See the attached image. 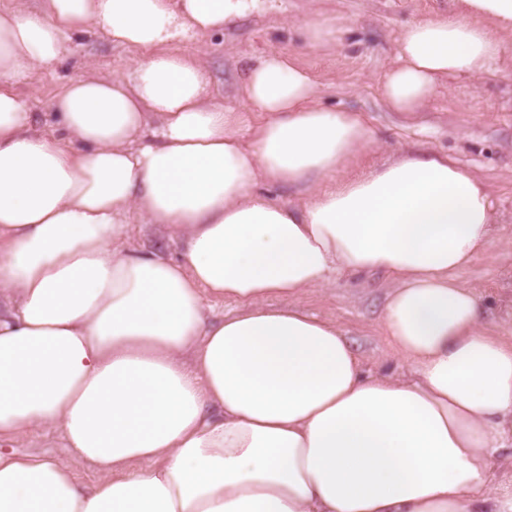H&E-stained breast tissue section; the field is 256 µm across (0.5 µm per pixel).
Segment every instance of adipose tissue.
I'll use <instances>...</instances> for the list:
<instances>
[{
  "label": "adipose tissue",
  "instance_id": "adipose-tissue-1",
  "mask_svg": "<svg viewBox=\"0 0 512 512\" xmlns=\"http://www.w3.org/2000/svg\"><path fill=\"white\" fill-rule=\"evenodd\" d=\"M266 0H15L0 11V439L59 433L63 458L0 453V512H512L489 482L512 443V342L456 275L495 244L486 182L427 150L357 172L375 144L271 52L216 102L179 44ZM95 25L146 49L93 66L31 129L11 82ZM512 0H455L409 24L381 96L416 112L505 52ZM317 184L301 205L283 184ZM185 242L131 249L132 215ZM384 275L381 324L409 378L365 376L335 323L297 300ZM213 299L237 312L208 321ZM94 467L80 484L74 467Z\"/></svg>",
  "mask_w": 512,
  "mask_h": 512
}]
</instances>
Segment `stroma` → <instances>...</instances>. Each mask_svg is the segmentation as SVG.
<instances>
[{"instance_id": "obj_1", "label": "stroma", "mask_w": 512, "mask_h": 512, "mask_svg": "<svg viewBox=\"0 0 512 512\" xmlns=\"http://www.w3.org/2000/svg\"><path fill=\"white\" fill-rule=\"evenodd\" d=\"M449 5L450 0H274L266 13L182 44L181 49L209 71L213 96L240 112H249L236 92L246 66L272 51L293 54L310 71L320 104L359 113L375 130L380 144L364 155L365 166L435 149L484 177L494 201L497 241L460 280L480 295L487 324L512 336V35L506 38L507 53L491 73L459 78L422 111H388L379 92L380 76L393 60L401 31ZM311 14L336 25L335 35L317 46L288 28ZM145 55V50L112 44L90 28L74 37L60 62L34 70L14 88L33 103L34 130L47 131L54 126L52 99L86 64L105 75L124 77ZM249 114L252 121L262 119L260 113ZM299 306L343 328L367 374L407 373L381 332L382 289L339 276L308 291ZM0 453L61 457L65 450L57 434L36 431L1 439Z\"/></svg>"}]
</instances>
